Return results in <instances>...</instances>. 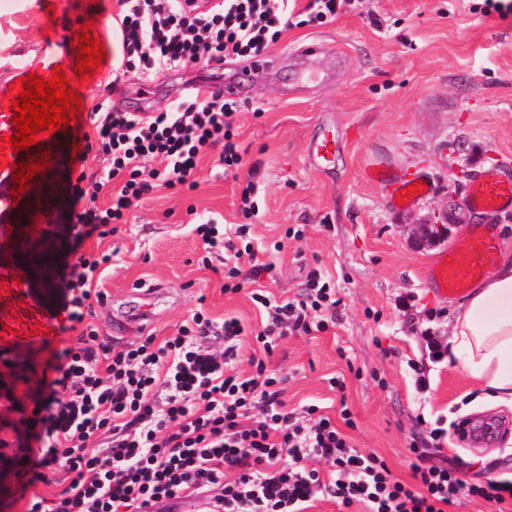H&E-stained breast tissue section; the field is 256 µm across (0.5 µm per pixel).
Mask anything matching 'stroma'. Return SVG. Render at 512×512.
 <instances>
[{
	"mask_svg": "<svg viewBox=\"0 0 512 512\" xmlns=\"http://www.w3.org/2000/svg\"><path fill=\"white\" fill-rule=\"evenodd\" d=\"M83 0H0V59L14 41L34 45L44 38L73 40L83 24L113 29L118 0H97L84 12ZM483 0H352L334 22L289 29L270 50L273 66L244 85L243 107L234 117L245 166L225 174L204 158L197 188L150 192L112 236L91 237L87 252H108L112 264L102 287L105 306L94 318L104 338L122 346L139 328L170 335L197 307L213 316L232 313L245 328L259 315L246 293L223 291L224 275L202 268L200 240L192 219L222 216L225 223L253 226L273 278L261 284L278 297L295 296L312 267L328 272L340 304L326 332L291 336L272 356L286 376L290 406L314 402L338 416L347 402L355 421L345 434L352 446L384 459L394 475L409 480L402 458L418 417L454 420L482 417L507 423V430L473 447L448 436L443 453L466 463L464 481L512 476V410L476 403V390L447 357L432 359L431 336L447 341L456 295L429 288L425 269L443 251L466 243L467 228H495L500 246H512V208L474 211L468 201L472 179L512 177V15L483 16ZM318 43L313 59L300 48ZM113 59L94 82L81 87L84 111L60 144L70 159L74 144L92 132L88 111L102 102L128 112H156L183 98L184 83L204 75L202 65L144 77L120 68L118 40ZM335 128L340 149L334 165L314 170L307 144L320 126ZM258 165V214L239 209V182ZM431 186L422 198L399 204L394 182L413 177ZM48 215L0 232V248L14 236L45 237L69 208L64 170L50 186ZM456 212L448 233L437 240H413L415 225ZM301 229L294 239L289 229ZM281 250H274V243ZM27 293L43 296L57 333L49 343L24 352L42 368L52 350L71 345V330L43 284L22 277ZM163 287L153 318H134L141 284ZM429 386L419 390L418 374ZM344 378V391L331 390L330 377Z\"/></svg>",
	"mask_w": 512,
	"mask_h": 512,
	"instance_id": "35a3bbf8",
	"label": "stroma"
}]
</instances>
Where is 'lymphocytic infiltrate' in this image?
<instances>
[{
	"instance_id": "1",
	"label": "lymphocytic infiltrate",
	"mask_w": 512,
	"mask_h": 512,
	"mask_svg": "<svg viewBox=\"0 0 512 512\" xmlns=\"http://www.w3.org/2000/svg\"><path fill=\"white\" fill-rule=\"evenodd\" d=\"M349 0H119L116 20L125 68L149 75L224 60L267 56L297 14L309 23L332 21ZM239 100L217 94L181 99L149 118L97 103L94 136H83L78 161L95 155L98 170L70 183L66 215L73 242L48 288L80 332L74 345L55 350L38 379L31 414L14 422L15 441L0 438V512L27 499V512H147L151 502L176 494L214 493L220 512H306L330 498L365 512H445L458 495L497 504L512 500V478L470 484L464 463L443 456L459 420L425 424L408 452L411 479L395 477L385 460L354 448L349 407L331 419L311 404L289 409L283 378L267 363L282 340L328 330L339 300L320 269H309L296 296L274 297L257 285L271 274L246 224L216 218L194 227L203 267L220 263L224 290L252 283L250 300L263 313L245 333L238 318L195 310L174 334L140 337L112 348L93 322L105 305L102 273L111 254L86 253L85 239L106 237L126 223L132 208L159 187L195 188L201 159L217 151L225 173L243 165L233 117ZM106 205H99V197ZM253 352L241 357L244 341ZM247 369H239L240 360ZM65 469L69 488L53 503L30 495Z\"/></svg>"
}]
</instances>
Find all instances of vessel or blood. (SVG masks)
Segmentation results:
<instances>
[{
  "label": "vessel or blood",
  "instance_id": "vessel-or-blood-1",
  "mask_svg": "<svg viewBox=\"0 0 512 512\" xmlns=\"http://www.w3.org/2000/svg\"><path fill=\"white\" fill-rule=\"evenodd\" d=\"M21 59L12 66L13 77L51 74L53 67L64 66L67 73H74L76 52L67 43L45 39L31 52L21 51ZM57 135L42 136L29 152L10 153L8 166L0 169V225L8 227L25 222L28 214L47 211L44 187L61 164L56 152ZM336 135L331 127H323L307 145V156L314 168L327 167L335 156ZM50 150L51 158L45 171L36 174L28 190L14 196L13 163L25 160L27 153ZM470 203L474 210L491 211L512 207V180L487 176L474 179L470 187ZM498 250L494 235L476 233L465 251L448 250L430 265L425 273L426 283L437 294H458L477 276L484 274L493 264ZM53 316L39 305L33 304L19 314L5 318L0 323V351L19 350L37 341L56 335ZM213 499L204 494H179L154 502L150 512H215Z\"/></svg>",
  "mask_w": 512,
  "mask_h": 512
}]
</instances>
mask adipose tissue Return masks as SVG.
Wrapping results in <instances>:
<instances>
[{
  "instance_id": "1",
  "label": "adipose tissue",
  "mask_w": 512,
  "mask_h": 512,
  "mask_svg": "<svg viewBox=\"0 0 512 512\" xmlns=\"http://www.w3.org/2000/svg\"><path fill=\"white\" fill-rule=\"evenodd\" d=\"M449 352L484 399L512 408V248L453 311Z\"/></svg>"
}]
</instances>
